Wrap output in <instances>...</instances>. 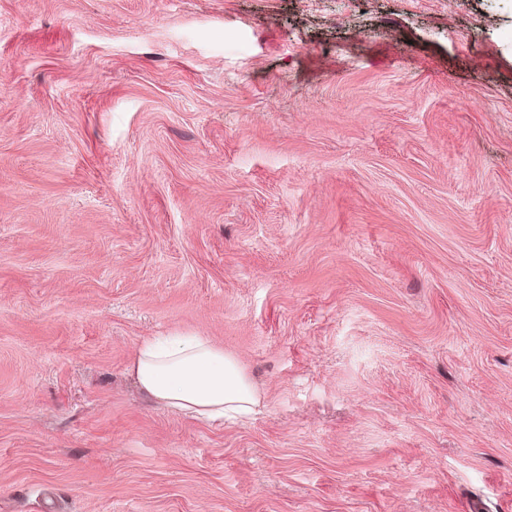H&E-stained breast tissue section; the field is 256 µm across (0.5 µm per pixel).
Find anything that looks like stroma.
Instances as JSON below:
<instances>
[{"mask_svg":"<svg viewBox=\"0 0 512 512\" xmlns=\"http://www.w3.org/2000/svg\"><path fill=\"white\" fill-rule=\"evenodd\" d=\"M262 405L145 397L147 336ZM512 512V0H0V512ZM128 369L149 398L194 418L248 417L260 406V395L239 360L206 336L145 338Z\"/></svg>","mask_w":512,"mask_h":512,"instance_id":"stroma-1","label":"stroma"}]
</instances>
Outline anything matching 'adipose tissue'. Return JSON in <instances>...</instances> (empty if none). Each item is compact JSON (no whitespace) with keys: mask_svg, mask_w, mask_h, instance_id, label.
Listing matches in <instances>:
<instances>
[{"mask_svg":"<svg viewBox=\"0 0 512 512\" xmlns=\"http://www.w3.org/2000/svg\"><path fill=\"white\" fill-rule=\"evenodd\" d=\"M129 371L149 398L194 418L247 417L260 406V395L239 360L204 336L143 339Z\"/></svg>","mask_w":512,"mask_h":512,"instance_id":"ef3b65f1","label":"adipose tissue"}]
</instances>
